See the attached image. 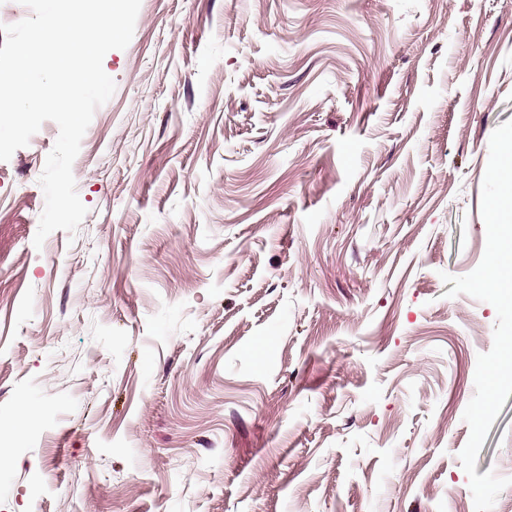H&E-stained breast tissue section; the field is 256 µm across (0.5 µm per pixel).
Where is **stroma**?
Here are the masks:
<instances>
[{"label":"stroma","mask_w":512,"mask_h":512,"mask_svg":"<svg viewBox=\"0 0 512 512\" xmlns=\"http://www.w3.org/2000/svg\"><path fill=\"white\" fill-rule=\"evenodd\" d=\"M33 239L59 133L0 162V512H474L512 0H141ZM512 474V396L477 474Z\"/></svg>","instance_id":"1"}]
</instances>
